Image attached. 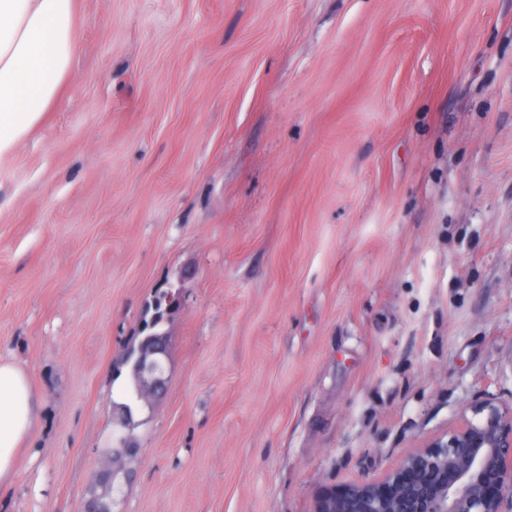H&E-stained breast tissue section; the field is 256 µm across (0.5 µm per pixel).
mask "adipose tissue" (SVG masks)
<instances>
[{
	"instance_id": "1",
	"label": "adipose tissue",
	"mask_w": 512,
	"mask_h": 512,
	"mask_svg": "<svg viewBox=\"0 0 512 512\" xmlns=\"http://www.w3.org/2000/svg\"><path fill=\"white\" fill-rule=\"evenodd\" d=\"M76 49L74 0H0V155L47 111ZM37 408L26 372L0 360V487L14 478Z\"/></svg>"
}]
</instances>
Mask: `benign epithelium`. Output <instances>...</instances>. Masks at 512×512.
<instances>
[{"instance_id": "benign-epithelium-1", "label": "benign epithelium", "mask_w": 512, "mask_h": 512, "mask_svg": "<svg viewBox=\"0 0 512 512\" xmlns=\"http://www.w3.org/2000/svg\"><path fill=\"white\" fill-rule=\"evenodd\" d=\"M470 412L381 478L346 486L314 512H512V408L485 398Z\"/></svg>"}]
</instances>
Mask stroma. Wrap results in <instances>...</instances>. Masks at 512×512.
I'll list each match as a JSON object with an SVG mask.
<instances>
[{
  "label": "stroma",
  "instance_id": "stroma-1",
  "mask_svg": "<svg viewBox=\"0 0 512 512\" xmlns=\"http://www.w3.org/2000/svg\"><path fill=\"white\" fill-rule=\"evenodd\" d=\"M0 156V358L40 401L0 512H77L156 298L121 512H314L512 407V0H76Z\"/></svg>",
  "mask_w": 512,
  "mask_h": 512
}]
</instances>
